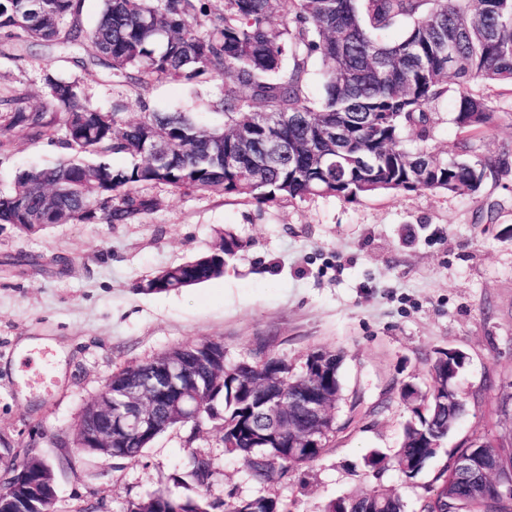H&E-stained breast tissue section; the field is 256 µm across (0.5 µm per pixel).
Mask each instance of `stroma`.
I'll use <instances>...</instances> for the list:
<instances>
[{
    "mask_svg": "<svg viewBox=\"0 0 512 512\" xmlns=\"http://www.w3.org/2000/svg\"><path fill=\"white\" fill-rule=\"evenodd\" d=\"M90 45L55 47L0 35V96L44 97V75L78 80L92 104L125 106L139 119L138 89L88 64ZM499 120L473 137L471 159L512 148V88L472 83ZM151 109L216 117L218 83L163 80ZM454 98L432 108L431 145L456 154ZM59 143L14 131L0 149V191L17 170L56 164ZM156 208L119 224H51L30 234L0 224V448L32 452L54 467V512H124L166 490L232 504L275 496L290 512H322L336 496L380 488L406 512L435 485L458 447L481 435L512 445V169L472 194L419 189L347 200L314 196L261 203L248 197L147 188ZM232 231L245 247L223 276L179 292L144 294L145 276L201 256ZM204 338L224 342L235 363L262 352L301 369L308 353L342 354L338 432L310 467L265 485L225 454L221 419L170 428L135 460L67 459L85 408L117 371ZM467 356L456 381L466 411L423 472L396 463L411 412L404 385L433 382L438 351ZM381 470L366 468L370 454ZM210 458L207 489L189 477L193 456Z\"/></svg>",
    "mask_w": 512,
    "mask_h": 512,
    "instance_id": "35a3bbf8",
    "label": "stroma"
}]
</instances>
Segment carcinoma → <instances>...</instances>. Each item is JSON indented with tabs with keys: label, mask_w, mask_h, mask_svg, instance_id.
I'll use <instances>...</instances> for the list:
<instances>
[{
	"label": "carcinoma",
	"mask_w": 512,
	"mask_h": 512,
	"mask_svg": "<svg viewBox=\"0 0 512 512\" xmlns=\"http://www.w3.org/2000/svg\"><path fill=\"white\" fill-rule=\"evenodd\" d=\"M83 0H0V33L57 45L66 50L89 41L95 64L112 77L144 92L162 80L197 83L219 80L224 126L214 127L186 112L149 110L136 122L122 106L104 109L86 101L80 84L47 72V97L38 107L27 96L0 98V133L22 130L32 139L58 141L68 158L49 167L19 172L13 188L0 191V224L35 233L44 224L123 223L148 213L156 200L143 193L150 185L177 190L249 196L259 202L278 198L338 196L349 200L389 191L418 189L475 193L489 173L509 165V153L472 161L470 139L495 125L496 110L470 84L512 85V0H224L214 14L208 0H103L88 32L79 25ZM504 15L489 38L476 34L459 44V63L424 30L441 22L448 31L474 24L484 11ZM404 28L400 40L384 44L378 35ZM321 61L323 92L307 93L312 58ZM456 79L450 86L448 76ZM456 95L454 122L463 134L460 152L439 160L427 145L433 131L432 105ZM296 121L285 134L293 161L257 171L242 156L234 167L224 154L234 147L245 118L252 120L253 149L279 134L276 118ZM150 127L167 139L162 163L148 156L144 138ZM345 133L346 158L319 165L322 137ZM121 155L126 165L109 158ZM244 248L224 233L220 253H208L143 278L144 293L177 292L218 278L227 261ZM272 356H258L239 375L224 366V378L203 389L199 415L217 416L223 408L224 451L239 458L263 484L280 482L288 472L315 462L324 452L312 448L289 456L286 448H260L250 429L255 421L249 384L265 377ZM415 419L404 425L397 463L418 460L404 475L412 479L434 457L421 454L417 439L438 443L448 437L454 412L433 400L411 405ZM144 446L138 439H117L112 457L134 459ZM190 476L207 486L213 476L209 459L191 458ZM454 497L467 495V483L450 467L436 477ZM168 492L159 490L131 501L125 512H167ZM183 512H210L203 496L176 498ZM404 512L401 498L380 490L350 493L328 501L323 512Z\"/></svg>",
	"instance_id": "cac0c4a2"
}]
</instances>
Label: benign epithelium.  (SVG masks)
<instances>
[{"instance_id":"1","label":"benign epithelium","mask_w":512,"mask_h":512,"mask_svg":"<svg viewBox=\"0 0 512 512\" xmlns=\"http://www.w3.org/2000/svg\"><path fill=\"white\" fill-rule=\"evenodd\" d=\"M195 359L188 363L176 347L154 360V371L146 376L127 375L117 385V390L107 389L86 410L78 429V444L105 456H112V435L120 432L126 436L145 439L156 426V413L176 424L195 420V399L200 389L197 369L211 368L224 371V342L203 339L193 343ZM447 382L443 401L451 399V380L458 375L457 365L465 364L466 356L458 350L448 351ZM336 368L330 353L325 349L311 351L297 381L295 397L285 402L271 390L262 395L257 422L252 428L255 438L272 439L278 446L288 444L290 452L298 455L309 448H324L335 431L333 407L341 397L338 390H323L335 379ZM303 412L312 422L307 430L299 428L298 412ZM40 477L30 480V475L15 471L9 454L0 451V482L14 481L16 485L31 489L29 494L13 501L10 512H53L56 493H47L43 486L54 488L53 466L39 458ZM455 474L467 479L473 498L488 503L486 490L494 488V500L501 504L512 502V461L505 459L498 446L489 439H472L466 449L457 452L452 460Z\"/></svg>"}]
</instances>
